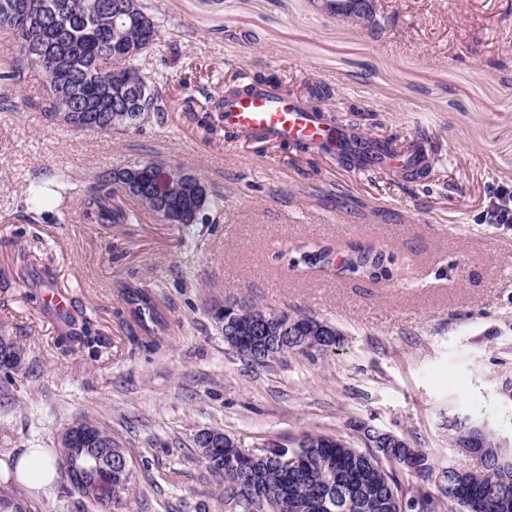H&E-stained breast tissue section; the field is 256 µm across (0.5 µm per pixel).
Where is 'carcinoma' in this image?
Segmentation results:
<instances>
[{
  "instance_id": "1",
  "label": "carcinoma",
  "mask_w": 512,
  "mask_h": 512,
  "mask_svg": "<svg viewBox=\"0 0 512 512\" xmlns=\"http://www.w3.org/2000/svg\"><path fill=\"white\" fill-rule=\"evenodd\" d=\"M14 0H0V29L12 39V47L0 52V109L17 111L25 101L17 99L15 87L30 70H40L47 78L45 116L54 124L71 130L109 133L137 129L153 114L163 120L167 107V77L148 74L142 67L161 40L159 25L140 0H24V13L12 9ZM115 63L112 83L104 86L99 67L104 60ZM135 170L132 191L136 207L117 182L116 172L95 175L84 190L86 219L91 224H137L143 212L162 218L167 224L189 227L212 204V194L198 177L189 181L174 178L166 199L157 203L153 194L159 169L152 161L131 165ZM71 176L58 170L55 183H34L28 192L26 218L35 220L38 211L67 197L65 185ZM292 266L315 268L329 262L331 248L296 249ZM392 258L372 247H352L341 261V272L371 280L393 276ZM140 324L143 314L151 324H161V312L148 289L124 291ZM297 326L284 333L287 340L274 355L262 357L263 365L300 347L296 337L311 334L305 315L280 313ZM22 349L7 336H0V375L14 379L17 370L11 359ZM476 431L463 422L448 424L451 445L468 455L470 437ZM312 447L300 449L303 462L294 470L283 469L278 453L270 448L252 449L253 458H244L245 446L221 442L218 448L201 453L215 478L224 486L225 499L236 512H272L282 499L288 512H436L449 502L459 512H512V464L496 459H512V449L502 446L494 428L485 431L483 447L492 463L484 469L473 464L438 467L429 454L418 448H393L379 442L374 448H356L350 443H330L323 436L310 439ZM434 483L437 495H420L402 486L396 471ZM64 488L78 497L82 507L98 512H117L126 506L133 490L128 484L115 492V505L104 507L84 493L79 484Z\"/></svg>"
}]
</instances>
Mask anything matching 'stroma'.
I'll return each instance as SVG.
<instances>
[{"mask_svg":"<svg viewBox=\"0 0 512 512\" xmlns=\"http://www.w3.org/2000/svg\"><path fill=\"white\" fill-rule=\"evenodd\" d=\"M161 27L167 119L106 135L48 122L46 77L0 111V336L21 345L29 376L0 383V459L59 446L86 417L131 457L123 512H231L194 443L203 428L249 447H294L306 433L360 444L367 423L457 461L453 415L484 414L512 448V223L491 217L512 191V0H377L371 34L315 0H143ZM212 99L268 84L352 123L367 139H423L425 176L358 171L332 155L226 129ZM180 164L218 204L184 229L144 213L89 224L83 190L100 171ZM68 170L74 190L51 221L28 223L30 183ZM361 242L391 254L375 283L293 269L282 247ZM57 288L99 342L64 343L48 309ZM148 288L164 325L143 333L124 288ZM303 314L336 327L326 354L252 364L212 315L227 302Z\"/></svg>","mask_w":512,"mask_h":512,"instance_id":"stroma-1","label":"stroma"}]
</instances>
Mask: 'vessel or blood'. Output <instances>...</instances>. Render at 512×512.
<instances>
[{
	"instance_id": "b4317fda",
	"label": "vessel or blood",
	"mask_w": 512,
	"mask_h": 512,
	"mask_svg": "<svg viewBox=\"0 0 512 512\" xmlns=\"http://www.w3.org/2000/svg\"><path fill=\"white\" fill-rule=\"evenodd\" d=\"M223 118L226 127L241 133L352 156L354 168L360 171L416 170L431 162L422 143L401 150L384 139L363 142L347 123L312 112L297 97L274 88L254 85L228 98Z\"/></svg>"
}]
</instances>
